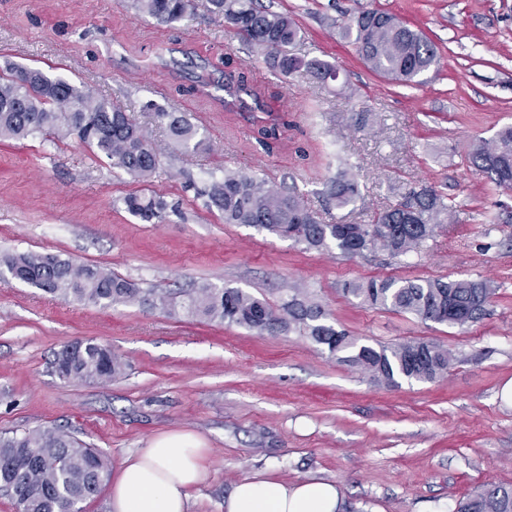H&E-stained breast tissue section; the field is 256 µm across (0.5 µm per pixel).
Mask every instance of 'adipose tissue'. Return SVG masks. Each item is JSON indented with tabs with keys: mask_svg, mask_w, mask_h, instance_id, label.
Returning a JSON list of instances; mask_svg holds the SVG:
<instances>
[{
	"mask_svg": "<svg viewBox=\"0 0 512 512\" xmlns=\"http://www.w3.org/2000/svg\"><path fill=\"white\" fill-rule=\"evenodd\" d=\"M208 448L190 432L153 438L124 457L109 493L110 512H190L191 493L208 479ZM334 483L311 478L291 483L258 472L235 482L224 512H341Z\"/></svg>",
	"mask_w": 512,
	"mask_h": 512,
	"instance_id": "obj_1",
	"label": "adipose tissue"
}]
</instances>
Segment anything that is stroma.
<instances>
[{
  "mask_svg": "<svg viewBox=\"0 0 512 512\" xmlns=\"http://www.w3.org/2000/svg\"><path fill=\"white\" fill-rule=\"evenodd\" d=\"M264 3L295 18L296 53L334 65L337 80L302 72L277 87L264 53L225 30L206 0L173 24L129 0H0V68L33 66L85 84L130 110L159 144L167 134L154 108L186 113L206 142L163 157L151 188L169 207L146 222L123 206L140 183L78 139L1 140L0 253L61 255L171 293L208 283L278 305L300 288L359 342L444 345L447 373L388 386L294 331L260 335L136 305L64 302L0 277V431L62 427L114 470L161 433L194 432L211 453L192 512H222L233 484L264 470L335 483L345 512H453L482 485L512 486V404L500 396L512 379V190L467 161L474 144L512 126V0ZM376 7L435 44L437 62L416 82L372 72L343 35ZM227 53L268 109L289 111L290 145L263 150L227 118L223 90L197 92L201 77L221 79ZM227 168L296 188L327 223H368L409 187H435L454 209L418 253L348 258L225 223L184 187ZM341 171L358 184L343 209L326 197ZM373 277L487 280L496 294L482 320L448 327L342 291ZM84 338L121 355L125 375L59 379L55 353Z\"/></svg>",
  "mask_w": 512,
  "mask_h": 512,
  "instance_id": "obj_1",
  "label": "stroma"
}]
</instances>
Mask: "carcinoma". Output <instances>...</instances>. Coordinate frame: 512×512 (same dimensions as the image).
Returning a JSON list of instances; mask_svg holds the SVG:
<instances>
[{
  "mask_svg": "<svg viewBox=\"0 0 512 512\" xmlns=\"http://www.w3.org/2000/svg\"><path fill=\"white\" fill-rule=\"evenodd\" d=\"M134 8L165 23L182 20L193 0H132ZM210 11L224 17V26L245 43L265 52L281 82L300 71L323 81L338 77L334 66L292 52L301 40L295 20L272 11L260 0H208ZM354 37L358 53L374 72L406 83L429 70L436 51L421 33L392 14L371 9L359 13L344 29ZM227 99L224 110L248 123L265 149L280 143L290 122L288 112L267 113L261 93L224 58ZM254 101L247 105L244 97ZM169 145L196 151L203 145L198 128L180 112H156ZM76 137L98 158L148 185L160 166V154L146 129L126 110L99 97L83 84L50 77L37 68L11 65L0 74V139L24 140L38 135ZM469 162L499 188L512 189V127L494 139L479 142ZM205 205L216 209L226 224H246L294 240L307 250L340 251L354 256L382 249L395 256L419 249L435 229L448 223L453 206L434 187H410L400 199L375 214L368 224H325L294 192L232 170L211 176L202 190ZM358 195L355 181L340 174L329 182V199L345 208ZM124 203L129 213L145 221L161 217L168 207L162 196L131 193ZM13 278L64 301L102 307L137 304L164 312L181 310L209 322L235 324L259 334L296 330L337 360L373 380L397 385L401 380L433 381L447 372L452 355L434 342H408L375 348L361 344L328 322L325 308L299 288L288 300L272 305L240 288L200 284L175 297L144 289L112 270L59 255L23 252L0 260ZM343 292L373 308L410 313L424 321L464 327L482 319L495 288L486 280H397L369 278L344 284ZM53 371L66 381L110 382L123 375L126 364L112 350L94 341H74L54 356ZM109 476V461L72 433L55 426L0 433V490L10 496L17 512H85ZM457 512H512V487L488 483L462 501Z\"/></svg>",
  "mask_w": 512,
  "mask_h": 512,
  "instance_id": "obj_1",
  "label": "carcinoma"
}]
</instances>
